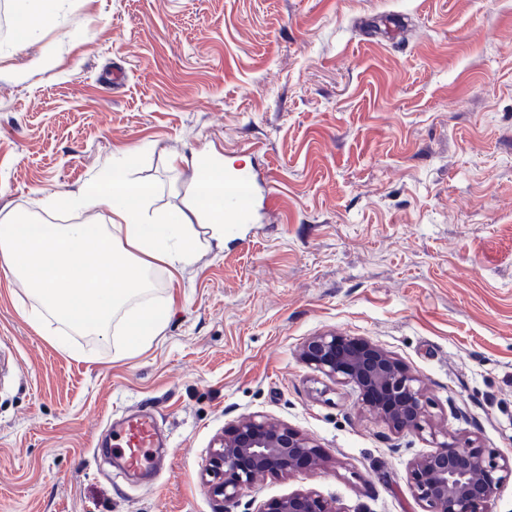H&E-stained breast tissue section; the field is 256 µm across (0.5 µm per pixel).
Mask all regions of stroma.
<instances>
[{"instance_id":"obj_1","label":"stroma","mask_w":512,"mask_h":512,"mask_svg":"<svg viewBox=\"0 0 512 512\" xmlns=\"http://www.w3.org/2000/svg\"><path fill=\"white\" fill-rule=\"evenodd\" d=\"M0 34V210L36 209L128 163L152 207L184 208L178 157L268 173L254 220L147 301L172 309L130 356L0 272V512H217L203 470L261 416L324 462L232 505L312 491L337 512H423L430 438L297 358L333 330L422 380L437 430L512 457V0H65ZM133 159H126V151ZM151 410L167 464L141 484L94 442Z\"/></svg>"}]
</instances>
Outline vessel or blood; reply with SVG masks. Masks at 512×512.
<instances>
[{"mask_svg": "<svg viewBox=\"0 0 512 512\" xmlns=\"http://www.w3.org/2000/svg\"><path fill=\"white\" fill-rule=\"evenodd\" d=\"M225 200L228 206L238 211L237 221L249 223L250 189L253 174L244 166H238L224 173ZM110 447L119 451L121 467L142 476L149 475L160 463L156 450L163 445V436L152 412L139 411L124 416L112 426Z\"/></svg>", "mask_w": 512, "mask_h": 512, "instance_id": "vessel-or-blood-1", "label": "vessel or blood"}]
</instances>
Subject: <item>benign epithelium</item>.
<instances>
[{"instance_id":"7a95c632","label":"benign epithelium","mask_w":512,"mask_h":512,"mask_svg":"<svg viewBox=\"0 0 512 512\" xmlns=\"http://www.w3.org/2000/svg\"><path fill=\"white\" fill-rule=\"evenodd\" d=\"M298 358L325 377L354 386L364 407L396 431L428 432L432 450L415 459L410 482L426 512H492L501 486L512 479V458L475 442L437 433L428 419L422 380L372 341L328 331L306 341ZM322 459L314 443L292 427L248 418L224 431L209 459L212 494L235 503L260 474L311 472ZM258 512H336L312 491L265 502Z\"/></svg>"}]
</instances>
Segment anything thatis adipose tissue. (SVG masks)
Returning <instances> with one entry per match:
<instances>
[{"label": "adipose tissue", "mask_w": 512, "mask_h": 512, "mask_svg": "<svg viewBox=\"0 0 512 512\" xmlns=\"http://www.w3.org/2000/svg\"><path fill=\"white\" fill-rule=\"evenodd\" d=\"M191 162L198 183L183 212L149 211L150 187L124 174L49 195L51 208L99 212V222L44 224L38 213L9 211L0 218V269L69 329L114 334L124 351H143L169 319L168 307L143 300L151 273L184 272L205 247L223 248L229 237L223 164L197 154Z\"/></svg>", "instance_id": "adipose-tissue-1"}]
</instances>
